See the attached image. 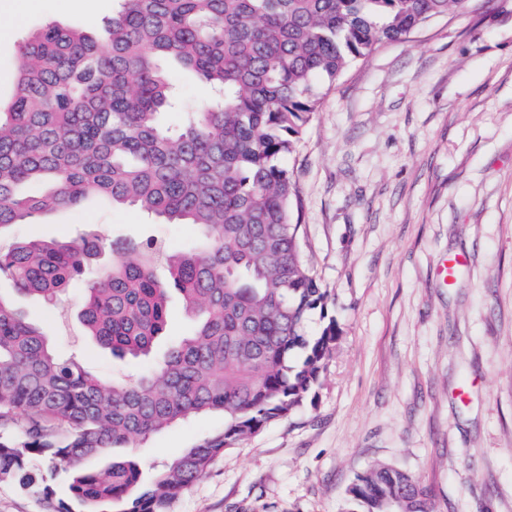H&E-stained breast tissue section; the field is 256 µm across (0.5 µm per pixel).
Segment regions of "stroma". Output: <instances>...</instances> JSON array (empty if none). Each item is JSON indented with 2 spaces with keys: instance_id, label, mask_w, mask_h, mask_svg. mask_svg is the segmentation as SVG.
<instances>
[{
  "instance_id": "stroma-1",
  "label": "stroma",
  "mask_w": 512,
  "mask_h": 512,
  "mask_svg": "<svg viewBox=\"0 0 512 512\" xmlns=\"http://www.w3.org/2000/svg\"><path fill=\"white\" fill-rule=\"evenodd\" d=\"M115 0H35L23 21L0 8V103L18 47L46 24L101 33ZM302 251L340 329L306 402L225 451L169 512H342L358 473L390 464L418 476L437 512H512V0H468L353 62L295 155ZM163 237L155 224L90 198L13 227L11 239ZM460 256L451 281L438 272ZM82 291L21 308L55 347L104 380L135 379L83 336ZM202 413L124 448L144 479L222 429Z\"/></svg>"
}]
</instances>
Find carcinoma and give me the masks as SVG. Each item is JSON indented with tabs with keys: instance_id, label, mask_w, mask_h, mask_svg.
Here are the masks:
<instances>
[{
	"instance_id": "carcinoma-1",
	"label": "carcinoma",
	"mask_w": 512,
	"mask_h": 512,
	"mask_svg": "<svg viewBox=\"0 0 512 512\" xmlns=\"http://www.w3.org/2000/svg\"><path fill=\"white\" fill-rule=\"evenodd\" d=\"M104 38L49 25L19 48L12 104L0 108V229L36 224L93 196L161 224H192L200 244L172 253L156 236L22 240L0 249V277L56 305L84 286L79 320L120 362L151 359L169 318L167 268L191 330L137 380L105 382L54 347L0 294V477L54 512H168L212 461L300 407L331 358L339 328L302 255L299 194L282 164L338 79L381 43L465 0H119ZM218 92L176 131L159 123L176 89L164 67ZM112 263L95 269L105 248ZM221 412L224 429L168 462L147 485L132 459H85L146 440L180 420ZM22 424V436L9 431ZM63 472L70 500L34 462ZM345 512H434L417 476L391 465L357 474Z\"/></svg>"
}]
</instances>
